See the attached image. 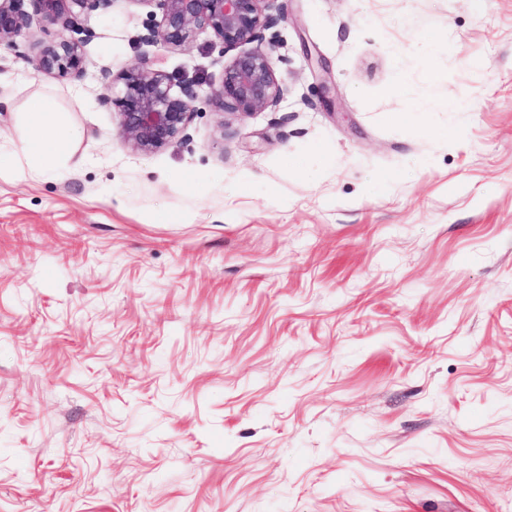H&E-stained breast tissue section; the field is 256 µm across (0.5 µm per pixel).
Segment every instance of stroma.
Listing matches in <instances>:
<instances>
[{"instance_id":"35a3bbf8","label":"stroma","mask_w":512,"mask_h":512,"mask_svg":"<svg viewBox=\"0 0 512 512\" xmlns=\"http://www.w3.org/2000/svg\"><path fill=\"white\" fill-rule=\"evenodd\" d=\"M277 5L279 105L215 111L200 34L147 155L101 98L154 0L79 78L0 50V151L77 132L0 172V512H512V0ZM29 134L24 141L20 157L16 154L0 153V170L22 168L39 170L50 159L67 161L72 157L70 146L72 131L55 118L51 103L39 98L29 105Z\"/></svg>"}]
</instances>
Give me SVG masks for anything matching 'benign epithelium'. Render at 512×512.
Returning <instances> with one entry per match:
<instances>
[{"label": "benign epithelium", "instance_id": "obj_1", "mask_svg": "<svg viewBox=\"0 0 512 512\" xmlns=\"http://www.w3.org/2000/svg\"><path fill=\"white\" fill-rule=\"evenodd\" d=\"M25 0H0V47H18L17 38L29 28ZM45 28L59 26L66 36L40 41L32 59L39 72L80 77L89 61L84 45L92 33L84 26L92 12L105 14L114 0H32ZM160 19L145 25L139 43L145 47L138 63L124 66L108 85L112 111L122 133L136 151L150 153L184 137L196 113L198 82L182 78L172 91L173 78L155 66L159 49L182 48L198 34L208 32L221 54L242 45L255 47L224 66L220 84L209 102L219 111L237 114L263 112L276 107L283 96L272 68V50L262 47V32L273 25L275 0H154Z\"/></svg>", "mask_w": 512, "mask_h": 512}]
</instances>
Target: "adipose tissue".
I'll use <instances>...</instances> for the list:
<instances>
[{
  "mask_svg": "<svg viewBox=\"0 0 512 512\" xmlns=\"http://www.w3.org/2000/svg\"><path fill=\"white\" fill-rule=\"evenodd\" d=\"M29 134L20 154H1L0 170L26 167L28 170L43 168L49 160H69L72 131L56 119L48 100L39 98L29 105Z\"/></svg>",
  "mask_w": 512,
  "mask_h": 512,
  "instance_id": "adipose-tissue-1",
  "label": "adipose tissue"
}]
</instances>
